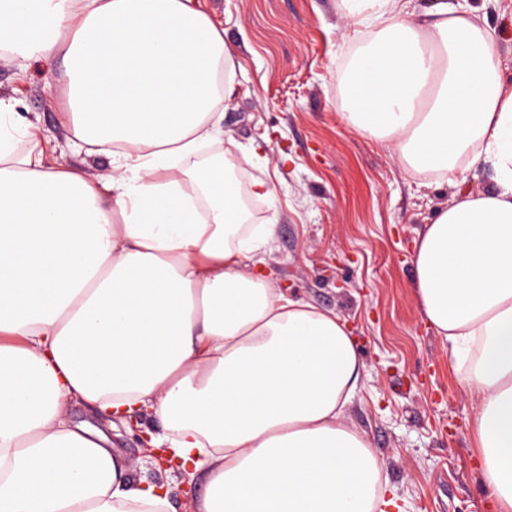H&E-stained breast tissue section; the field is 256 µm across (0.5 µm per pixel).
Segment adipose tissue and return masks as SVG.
Returning <instances> with one entry per match:
<instances>
[{
	"instance_id": "obj_1",
	"label": "adipose tissue",
	"mask_w": 512,
	"mask_h": 512,
	"mask_svg": "<svg viewBox=\"0 0 512 512\" xmlns=\"http://www.w3.org/2000/svg\"><path fill=\"white\" fill-rule=\"evenodd\" d=\"M349 2L376 37L343 77L347 119L415 170L495 173L419 232L411 294L461 359L481 483L512 512V85L471 13ZM2 50L62 57L69 137L112 171L48 162L0 96V512H174L67 422L73 401L160 420L150 446L203 479L194 512H398L343 421L346 324L263 274L274 227L247 223L223 154L191 162L222 133L218 27L191 0H0Z\"/></svg>"
}]
</instances>
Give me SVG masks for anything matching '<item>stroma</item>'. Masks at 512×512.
Returning a JSON list of instances; mask_svg holds the SVG:
<instances>
[{
  "label": "stroma",
  "instance_id": "1",
  "mask_svg": "<svg viewBox=\"0 0 512 512\" xmlns=\"http://www.w3.org/2000/svg\"><path fill=\"white\" fill-rule=\"evenodd\" d=\"M224 32L232 50L225 82V156L236 158L243 184L269 181L249 217L271 224L264 272L288 294L336 313L360 352L361 377L345 421L364 432L383 463V479L404 512H494L478 476L470 422L476 400L459 379L451 346L420 318L411 296L415 271L407 254L424 224L451 206L460 189L484 193L494 172L484 167L456 184L404 166L396 152L341 114L340 76L357 51L343 0H193ZM468 9L492 32L498 70L512 82V0H470ZM0 58V96L19 118L38 122L45 154L106 173L105 157L75 151L59 125L65 68ZM263 151L253 155L252 144ZM71 423L104 432L135 481L165 485L176 512H190L202 480L159 467L138 431L81 404Z\"/></svg>",
  "mask_w": 512,
  "mask_h": 512
}]
</instances>
